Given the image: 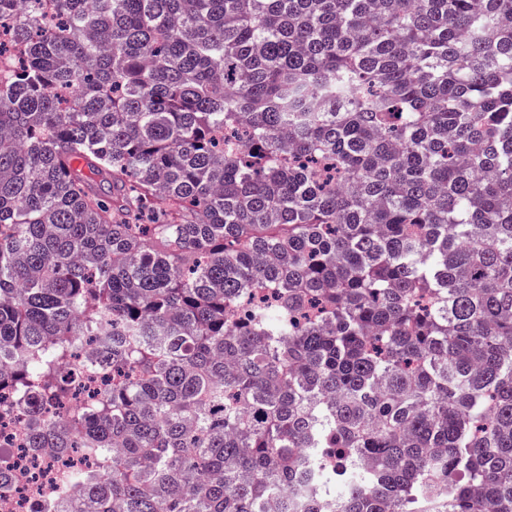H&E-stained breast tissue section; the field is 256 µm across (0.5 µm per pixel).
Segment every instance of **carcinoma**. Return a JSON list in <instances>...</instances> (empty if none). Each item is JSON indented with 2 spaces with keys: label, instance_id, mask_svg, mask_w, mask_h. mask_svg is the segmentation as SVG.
Here are the masks:
<instances>
[{
  "label": "carcinoma",
  "instance_id": "1",
  "mask_svg": "<svg viewBox=\"0 0 512 512\" xmlns=\"http://www.w3.org/2000/svg\"><path fill=\"white\" fill-rule=\"evenodd\" d=\"M0 388L67 512H512V0H0ZM100 337L112 386L54 424ZM451 485L427 499L423 486Z\"/></svg>",
  "mask_w": 512,
  "mask_h": 512
}]
</instances>
